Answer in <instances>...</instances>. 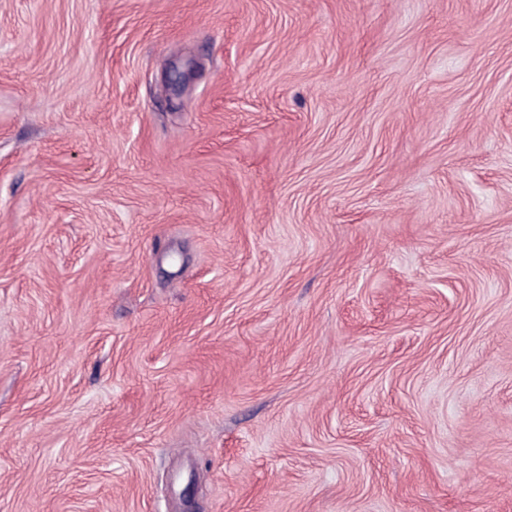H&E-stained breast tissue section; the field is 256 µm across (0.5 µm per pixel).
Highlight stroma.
Returning a JSON list of instances; mask_svg holds the SVG:
<instances>
[{"instance_id": "obj_1", "label": "stroma", "mask_w": 512, "mask_h": 512, "mask_svg": "<svg viewBox=\"0 0 512 512\" xmlns=\"http://www.w3.org/2000/svg\"><path fill=\"white\" fill-rule=\"evenodd\" d=\"M186 497L512 512V0H0V512Z\"/></svg>"}]
</instances>
